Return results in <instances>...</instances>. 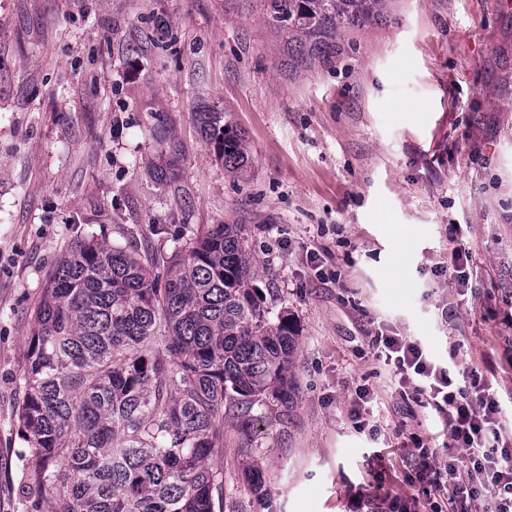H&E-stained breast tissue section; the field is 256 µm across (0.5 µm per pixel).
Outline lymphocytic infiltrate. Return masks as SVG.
Wrapping results in <instances>:
<instances>
[{"label":"lymphocytic infiltrate","instance_id":"1","mask_svg":"<svg viewBox=\"0 0 512 512\" xmlns=\"http://www.w3.org/2000/svg\"><path fill=\"white\" fill-rule=\"evenodd\" d=\"M373 343L392 366L400 388H407L413 377L423 380L422 391L442 418L449 447L466 453L462 459L449 457L444 465L424 448L415 456L420 481L434 492L452 489L448 507H441L432 496L412 503L397 498L387 512H481L487 498L493 501L495 512H512V466L501 467L498 460L499 450L512 448V437L503 433L488 381L474 375L468 384L458 385L446 369L427 360L417 344L402 336L380 333Z\"/></svg>","mask_w":512,"mask_h":512}]
</instances>
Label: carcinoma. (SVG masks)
<instances>
[{"label": "carcinoma", "instance_id": "carcinoma-1", "mask_svg": "<svg viewBox=\"0 0 512 512\" xmlns=\"http://www.w3.org/2000/svg\"><path fill=\"white\" fill-rule=\"evenodd\" d=\"M388 0H261L288 69L328 61ZM224 170L249 150L222 112H201ZM166 268L165 280L152 276ZM242 224H205L169 257L138 244L76 243L35 307L18 432L29 488L48 512H224V413L252 435L255 409L297 400L299 329L256 282ZM258 495L264 477L243 472Z\"/></svg>", "mask_w": 512, "mask_h": 512}]
</instances>
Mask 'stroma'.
Segmentation results:
<instances>
[{
  "label": "stroma",
  "mask_w": 512,
  "mask_h": 512,
  "mask_svg": "<svg viewBox=\"0 0 512 512\" xmlns=\"http://www.w3.org/2000/svg\"><path fill=\"white\" fill-rule=\"evenodd\" d=\"M281 59L258 0H0V512H46L19 377L50 270L93 237L168 254L200 225H245L298 324L293 408L268 401L247 441L224 421V512L424 498L414 443L444 460L448 435L393 389L381 328L482 375L512 420V0H389L329 63ZM204 109L245 136V177L203 139ZM251 464L267 497L240 481Z\"/></svg>",
  "instance_id": "35a3bbf8"
}]
</instances>
